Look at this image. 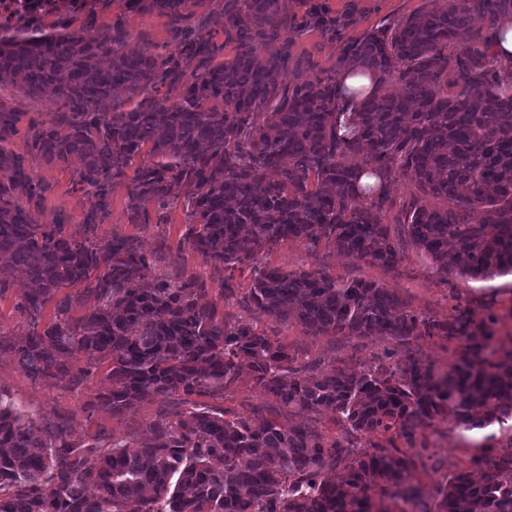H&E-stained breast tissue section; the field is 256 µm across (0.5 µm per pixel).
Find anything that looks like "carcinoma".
Returning a JSON list of instances; mask_svg holds the SVG:
<instances>
[{
	"mask_svg": "<svg viewBox=\"0 0 512 512\" xmlns=\"http://www.w3.org/2000/svg\"><path fill=\"white\" fill-rule=\"evenodd\" d=\"M20 1L18 21L0 20V82L62 103L65 111L31 125L29 153L47 164L79 156L78 183L93 198L81 240L64 224L32 223L21 201L44 187L22 156L0 148V254L23 285L17 309L32 326L19 340L0 334V353L33 379L63 374L76 385L108 364L98 403L114 417L145 400L176 396L182 407L150 422L146 438L114 440L99 454L0 390V512H376L377 498L407 512L421 502L422 428L450 418L466 430L512 431V334L496 335L494 314L478 322L458 308L438 320L374 281L253 267L249 303L308 336L381 335L404 349L445 336L461 347L446 364L393 350L358 373H325L254 325L225 322L206 282H145L153 259L135 238L92 244L112 181L138 159L130 221L154 200L183 197V239L205 263L241 264L306 241L391 267L402 254L384 216L398 174L415 188L397 223L416 249L446 272L453 245L462 279L512 274V65L490 54L512 0L425 6L344 43L330 74L288 90L276 81L288 45L263 54L288 31L276 0H241L231 17L209 18L234 33L236 54L220 63V47L181 26L191 0H129L169 17L175 46L166 56L125 52L117 24L87 35L59 21L48 31ZM462 28L468 42L456 47ZM344 69L373 70L380 83L342 134ZM159 84L168 86L160 99L149 95ZM120 89L138 99L132 108L115 103ZM19 122L0 108V144ZM364 175L376 183L362 184ZM62 288L80 292L59 299ZM50 303L54 315L39 330ZM244 373L267 398L252 414L192 400ZM324 410L335 435L289 420ZM473 464L479 478L460 470L438 484L434 512H512V448Z\"/></svg>",
	"mask_w": 512,
	"mask_h": 512,
	"instance_id": "carcinoma-1",
	"label": "carcinoma"
}]
</instances>
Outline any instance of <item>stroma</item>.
Instances as JSON below:
<instances>
[{
    "label": "stroma",
    "instance_id": "35a3bbf8",
    "mask_svg": "<svg viewBox=\"0 0 512 512\" xmlns=\"http://www.w3.org/2000/svg\"><path fill=\"white\" fill-rule=\"evenodd\" d=\"M429 2L442 9L448 5V0H278L279 12L288 22L290 39V58L278 73L279 85L288 88L325 76L334 66L345 41L411 15ZM229 8V0H195L183 21L184 27L192 30L196 37L218 45L215 59L219 62L233 58L236 49L227 42L224 33L214 32L206 19ZM317 14L335 21V31L313 26L312 20ZM61 18L76 29L86 26L91 19L100 27L121 25L129 34L125 45L129 52L147 50L164 56L174 48L168 17L129 9L127 0H55V7L46 12L44 22L50 26ZM1 107L21 115L18 133L6 142V149L25 156V168L30 176L49 186L42 199L28 207L33 221L38 224L60 221L66 224L69 233L83 237V218L90 206V196L77 182L79 158H72L70 165L63 167L27 156L30 125L49 120L53 113L61 111V103L49 97L26 96L4 82L0 84ZM129 183L126 176L113 182L111 208L94 239L97 246H106L116 236L133 237L144 251L156 256L155 265L147 272L148 278L163 272L182 277L200 275L206 279L208 288H231L234 297L224 305L227 320L256 325L259 331L288 343L300 360L318 363L323 371L337 368L356 371L393 349V342L384 336L370 339L308 336L296 322L282 321L238 303V296L250 285L253 274L250 265L233 269L204 265L201 258L182 243L186 217L181 200H172L164 206L149 204L143 223H130L127 214ZM391 233L402 250L401 261L393 267L354 261L335 250L313 249L300 241L275 247L263 253L262 259L291 272H316L334 280L375 281L396 293L417 312L440 319L454 315L459 306L472 309L479 317L492 310L501 316L498 335L512 333L511 274L467 281L455 272H440L430 259L408 243L399 225H392ZM105 386L104 379L98 375L79 387L61 375L34 381L8 357H0V388L9 391L21 408L64 423L74 436L98 438L104 446L119 437L144 438L148 423L166 409L160 401L147 400L123 416H112L97 404V395ZM424 434L429 460L428 473L421 479V499L429 507L434 504L436 484L444 482L457 470L470 469L471 459L481 455L487 446L499 449L512 442V433L499 430L498 426L466 431L457 428L450 419L425 428Z\"/></svg>",
    "mask_w": 512,
    "mask_h": 512
}]
</instances>
